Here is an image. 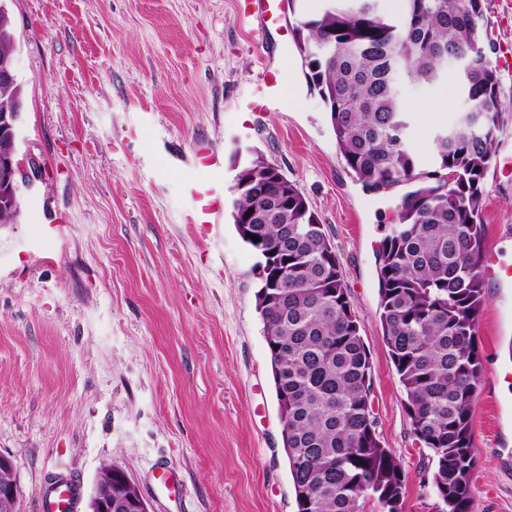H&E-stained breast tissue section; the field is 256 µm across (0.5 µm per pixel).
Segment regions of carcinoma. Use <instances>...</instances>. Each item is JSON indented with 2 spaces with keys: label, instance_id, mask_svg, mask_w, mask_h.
<instances>
[{
  "label": "carcinoma",
  "instance_id": "cac0c4a2",
  "mask_svg": "<svg viewBox=\"0 0 512 512\" xmlns=\"http://www.w3.org/2000/svg\"><path fill=\"white\" fill-rule=\"evenodd\" d=\"M320 2L295 38L347 167L375 189L420 182L376 253L382 338L411 433L432 451L441 512H469L472 407L483 371L482 183L503 123L492 46L481 37L484 0H408L393 14L376 0ZM14 50L12 19L1 15L0 62L14 60ZM459 53L468 57L462 90L478 108L481 134L434 139L423 172L407 146L410 122L394 78L433 88L445 79L441 63ZM17 106L21 85L1 86L0 113ZM234 189L233 223L264 270L256 310L297 512H361L366 490L381 512H400L405 475L377 432L370 353L324 225L296 184L261 158ZM128 494L112 479V512L127 510Z\"/></svg>",
  "mask_w": 512,
  "mask_h": 512
}]
</instances>
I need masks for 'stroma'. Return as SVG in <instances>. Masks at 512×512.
Here are the masks:
<instances>
[{"label": "stroma", "mask_w": 512, "mask_h": 512, "mask_svg": "<svg viewBox=\"0 0 512 512\" xmlns=\"http://www.w3.org/2000/svg\"><path fill=\"white\" fill-rule=\"evenodd\" d=\"M255 32L236 0H5L24 90L20 152L42 175L0 225V453L40 512L46 483L122 468L151 512H297L263 324L257 257L232 220L236 169L263 157L297 184L335 247L370 351L373 412L402 465V512H439L431 452L410 432L382 340L376 251L413 184L370 189L346 166L310 87L293 27ZM512 0H485L497 62ZM284 75L278 111H240L259 59ZM505 125L483 184L484 270L512 275V70L499 66ZM412 150L462 109L458 84L406 87ZM221 156L203 173L197 149ZM221 182L217 223H192L190 181ZM473 405L469 512H512V314L487 286ZM174 468L163 485L156 464Z\"/></svg>", "instance_id": "obj_1"}]
</instances>
